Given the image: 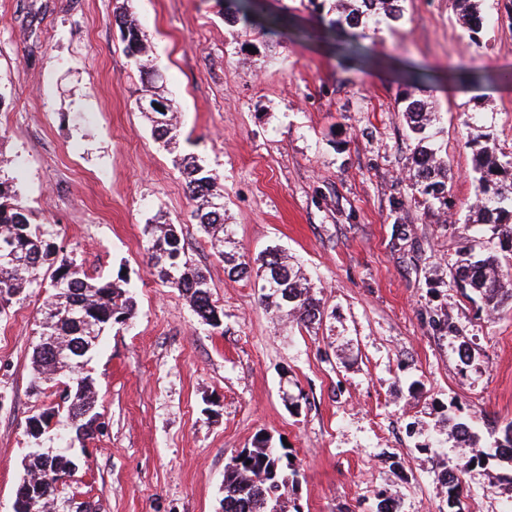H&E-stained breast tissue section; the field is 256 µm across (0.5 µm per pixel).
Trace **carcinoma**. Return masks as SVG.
<instances>
[{
  "mask_svg": "<svg viewBox=\"0 0 512 512\" xmlns=\"http://www.w3.org/2000/svg\"><path fill=\"white\" fill-rule=\"evenodd\" d=\"M402 0H335L336 16L329 20L332 30L355 35V30L378 29L402 17ZM482 0H455L458 20L470 40L479 43L485 25ZM250 0H224V20L231 26L254 25ZM125 52L137 68L146 94L152 102L168 103L167 112H147L156 140L169 145L180 134V117L172 100L158 92L159 68L141 28L124 6L117 8ZM407 126L418 141L406 160L412 190L421 202L438 216L448 213V153L434 141L436 112L428 100L409 94L404 110ZM472 172L477 182L476 200L470 217L474 224H487L493 234L512 239V154L506 155L490 145V135L469 143ZM7 161L0 160V312L26 300L31 294L48 290L41 309L39 341L33 350L34 384L57 376L67 379L64 405L51 407L28 418L29 434L39 439L51 417L64 414L78 440L94 435L98 417L96 390L87 374L90 355L101 336L114 323L133 318L134 304L129 283L97 280L90 277L77 260L68 256L67 247L55 241L49 224H32L28 211L13 190ZM190 195L195 202L194 218L203 229L215 256L237 279L259 278L258 288L264 307L277 322L310 328L321 323L324 309L312 293V286L287 251L272 247L253 260L239 251L232 225L224 223V194L218 188V175L204 169L193 158L180 163ZM149 263L159 279L186 297L195 314L206 324L218 328L221 317L214 304L205 268L188 252L177 225L158 221L146 225ZM460 287L475 295L483 309L492 314L508 300L512 301V264L487 252L478 258L465 254L457 265ZM496 450L501 459L512 464V422L504 428ZM246 460L250 464L229 463L224 468L223 512H285V499L303 479L284 448L268 446V440L256 436ZM482 457H470L452 464L441 474L448 493V505L454 507L464 496L463 474ZM77 460L55 454L47 448L31 449L25 475L13 504V512H29V501L42 509L54 502L66 501V478L78 469Z\"/></svg>",
  "mask_w": 512,
  "mask_h": 512,
  "instance_id": "carcinoma-1",
  "label": "carcinoma"
}]
</instances>
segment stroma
<instances>
[{
    "mask_svg": "<svg viewBox=\"0 0 512 512\" xmlns=\"http://www.w3.org/2000/svg\"><path fill=\"white\" fill-rule=\"evenodd\" d=\"M121 0H0V157L35 224L53 225L97 279L126 276L135 314L113 325L88 371L100 433L70 481L95 512H221L224 468L265 434L304 471L303 512H448L438 480L467 445L512 422V305L489 315L454 281L463 251L512 256V241L469 223L476 181L467 140L491 133L512 153V18L484 0L472 42L453 0H404L393 28L326 35L313 0H263L251 30L217 0H132L131 13L176 101L181 134L155 140L142 83L124 53ZM414 66L439 115L454 177L437 224L405 173L414 146ZM220 176L224 219L248 257L279 246L324 307L312 331L273 322L253 281L229 278L196 224L175 161ZM176 224L207 269L221 327L203 323L148 262L144 226ZM43 295L0 313V512H13L28 417L63 382L33 385ZM472 357L461 363L460 345ZM500 458L464 475L461 512H504Z\"/></svg>",
    "mask_w": 512,
    "mask_h": 512,
    "instance_id": "obj_1",
    "label": "stroma"
}]
</instances>
